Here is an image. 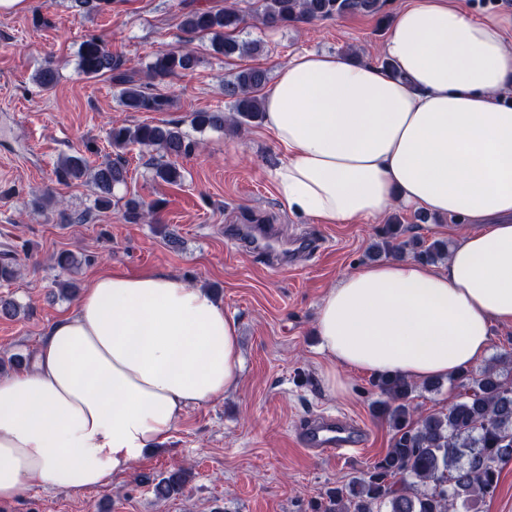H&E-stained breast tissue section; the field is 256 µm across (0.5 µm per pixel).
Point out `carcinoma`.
Instances as JSON below:
<instances>
[{
    "label": "carcinoma",
    "mask_w": 512,
    "mask_h": 512,
    "mask_svg": "<svg viewBox=\"0 0 512 512\" xmlns=\"http://www.w3.org/2000/svg\"><path fill=\"white\" fill-rule=\"evenodd\" d=\"M81 14L101 13L110 0H72ZM387 0H257L261 22L268 28L291 26L352 15H369L383 24L388 19ZM244 17L233 6L219 10L196 8L182 15L180 28L190 37H205L212 50L226 58L257 56L263 52L259 40L243 41L235 36ZM200 63L188 48L160 52L138 72L127 67L126 60L112 54L98 37L89 34L78 50V68L89 78L110 77L121 89L117 98L125 112H166L172 100L153 92L155 83L178 73L194 70ZM58 68L46 61L36 73L37 83L52 88ZM267 70L248 67L224 84V95L233 99L231 113L199 111L190 116V124L199 131L242 128L263 119L262 90L268 83ZM108 144L116 152L131 145L154 151L156 178L179 185L183 174L178 160L191 155L199 142L189 138L177 123L138 124L133 127L115 123L108 133ZM58 181L68 184L87 180L95 185L100 210L112 207L115 187L126 182V169L119 161H104L91 167L79 155L63 157L56 168ZM130 220L152 216L157 204L140 199L125 203ZM401 224H387L377 248L401 259L410 254L419 261L434 263L448 257V243L435 240L425 245L403 240ZM18 263L9 254L0 259V281H12ZM512 364V354L473 376L461 371L452 378L459 390L458 400L446 409L420 414L414 404L416 391L412 381L398 374L375 377L372 386L380 398L371 404L372 415L385 421L393 432L392 443L384 455L345 486L331 489L316 512H471V504L496 489L499 463L512 460V378L503 374L500 364ZM188 471L179 468L158 481L153 488L161 500L183 494Z\"/></svg>",
    "instance_id": "1"
}]
</instances>
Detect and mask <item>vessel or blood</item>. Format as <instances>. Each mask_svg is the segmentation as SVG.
I'll return each mask as SVG.
<instances>
[{
	"mask_svg": "<svg viewBox=\"0 0 512 512\" xmlns=\"http://www.w3.org/2000/svg\"><path fill=\"white\" fill-rule=\"evenodd\" d=\"M225 235L233 242L264 256L274 266L283 264L294 254L309 252L318 246L314 238L307 236L282 242L275 228L255 224L226 227ZM366 440L365 431L357 423L333 414L309 419L301 424L298 431V442L306 450L346 458L359 455Z\"/></svg>",
	"mask_w": 512,
	"mask_h": 512,
	"instance_id": "1",
	"label": "vessel or blood"
}]
</instances>
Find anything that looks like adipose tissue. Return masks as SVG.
Returning <instances> with one entry per match:
<instances>
[{
	"mask_svg": "<svg viewBox=\"0 0 512 512\" xmlns=\"http://www.w3.org/2000/svg\"><path fill=\"white\" fill-rule=\"evenodd\" d=\"M382 52L389 68L297 54L265 94L291 213L355 224L401 206L466 222L442 266H360L326 291L316 333L333 395L351 370L448 378L512 325V15L407 0ZM241 376L237 324L204 290L167 271L97 277L30 369L0 377V500L127 472Z\"/></svg>",
	"mask_w": 512,
	"mask_h": 512,
	"instance_id": "adipose-tissue-1",
	"label": "adipose tissue"
}]
</instances>
